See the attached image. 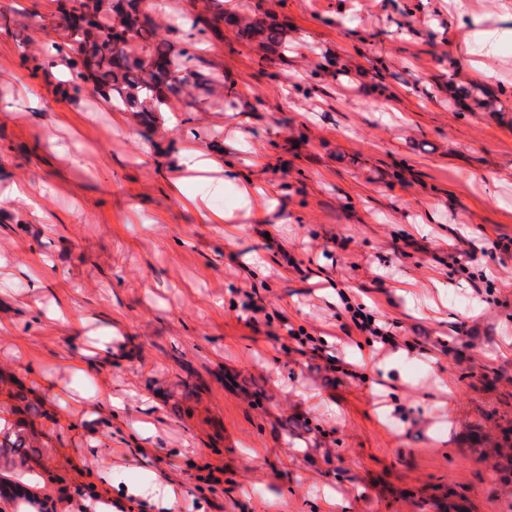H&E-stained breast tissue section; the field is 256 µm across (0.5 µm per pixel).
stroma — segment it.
<instances>
[{
	"mask_svg": "<svg viewBox=\"0 0 512 512\" xmlns=\"http://www.w3.org/2000/svg\"><path fill=\"white\" fill-rule=\"evenodd\" d=\"M229 5L287 21L286 51L212 24L199 70L226 106L174 100L148 130L58 93L55 0H0V410L27 444L0 448V474L36 464L73 493L108 472L132 512H326L328 491L335 512H512V0ZM190 145L236 176L171 195ZM14 183L46 185L39 214ZM341 291L395 346L368 344ZM107 339L110 363L57 362ZM45 377L122 397L120 424L57 426ZM155 473L175 504L137 499Z\"/></svg>",
	"mask_w": 512,
	"mask_h": 512,
	"instance_id": "1",
	"label": "stroma"
}]
</instances>
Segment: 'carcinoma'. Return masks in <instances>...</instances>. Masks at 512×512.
Wrapping results in <instances>:
<instances>
[{
    "mask_svg": "<svg viewBox=\"0 0 512 512\" xmlns=\"http://www.w3.org/2000/svg\"><path fill=\"white\" fill-rule=\"evenodd\" d=\"M144 0H59L58 27L76 57H64L72 90L91 84L99 95L120 111L149 116L175 98L191 107L195 91L211 94V80L196 70L200 57L187 48H176L158 33L160 25L143 7ZM208 19L202 14L181 17L182 33L193 38L205 33ZM243 39H257L271 53L286 44L284 26L255 17L234 22Z\"/></svg>",
    "mask_w": 512,
    "mask_h": 512,
    "instance_id": "obj_1",
    "label": "carcinoma"
}]
</instances>
